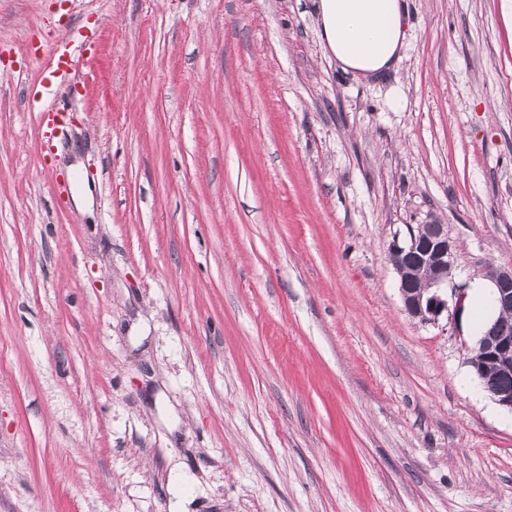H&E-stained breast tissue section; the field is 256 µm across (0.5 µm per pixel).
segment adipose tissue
<instances>
[{"label":"adipose tissue","mask_w":512,"mask_h":512,"mask_svg":"<svg viewBox=\"0 0 512 512\" xmlns=\"http://www.w3.org/2000/svg\"><path fill=\"white\" fill-rule=\"evenodd\" d=\"M407 0H319L322 43L343 72L389 74L406 47Z\"/></svg>","instance_id":"1"}]
</instances>
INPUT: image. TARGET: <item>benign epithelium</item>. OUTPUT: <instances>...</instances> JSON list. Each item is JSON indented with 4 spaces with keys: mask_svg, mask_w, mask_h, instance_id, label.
Segmentation results:
<instances>
[{
    "mask_svg": "<svg viewBox=\"0 0 512 512\" xmlns=\"http://www.w3.org/2000/svg\"><path fill=\"white\" fill-rule=\"evenodd\" d=\"M389 256L399 276V293L407 314L423 324H436L442 317L457 324L468 293L463 286L448 289V269L457 261L448 225H441L437 236L429 234L426 224L409 229L404 240L394 236L389 243ZM478 276L494 288L498 307L512 309L511 267L486 264ZM419 279L427 285L423 291L415 288ZM468 361L480 375L487 362L494 363L499 373L512 375V340L502 337L499 322L486 324L479 349L469 353Z\"/></svg>",
    "mask_w": 512,
    "mask_h": 512,
    "instance_id": "7a95c632",
    "label": "benign epithelium"
}]
</instances>
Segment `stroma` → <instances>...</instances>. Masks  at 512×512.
I'll return each instance as SVG.
<instances>
[{
	"instance_id": "stroma-1",
	"label": "stroma",
	"mask_w": 512,
	"mask_h": 512,
	"mask_svg": "<svg viewBox=\"0 0 512 512\" xmlns=\"http://www.w3.org/2000/svg\"><path fill=\"white\" fill-rule=\"evenodd\" d=\"M319 33L315 0H0V512H512L471 325L411 318L388 253L444 224L449 287L512 267V29L409 0L379 81Z\"/></svg>"
}]
</instances>
